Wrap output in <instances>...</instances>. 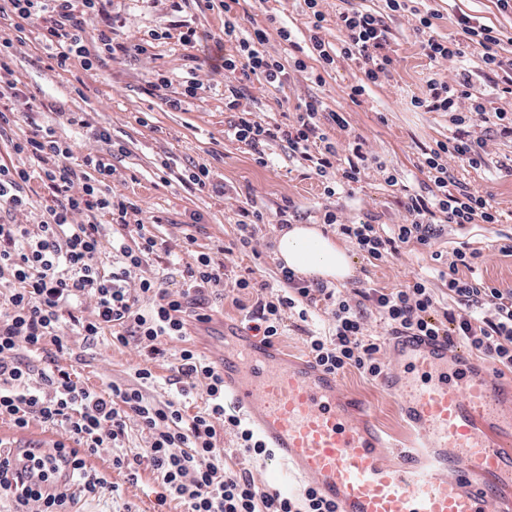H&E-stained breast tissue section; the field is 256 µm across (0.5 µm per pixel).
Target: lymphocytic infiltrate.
<instances>
[{
  "label": "lymphocytic infiltrate",
  "instance_id": "f902f5d3",
  "mask_svg": "<svg viewBox=\"0 0 512 512\" xmlns=\"http://www.w3.org/2000/svg\"><path fill=\"white\" fill-rule=\"evenodd\" d=\"M109 0H7L0 7V24L14 29L15 38L0 40V71H9L14 40L35 34L39 44L52 48L59 67L80 58L92 70L105 58L127 52L126 44L114 41ZM99 24L88 30V16ZM337 24L344 35L340 50L327 47L311 35V53L328 70L343 56L363 68L365 83L352 86L349 96L358 99L368 85L388 78L395 67L389 30L381 16L370 11H343ZM459 40L428 38L422 48L430 68L440 69L464 58L468 48L480 50L490 72H503L507 93L512 94V59L499 58L501 32L497 28L459 15ZM225 42L234 44L232 54H218L212 74L242 72L262 76L267 83L287 79L284 65L264 48L266 34L246 33L234 22L224 24ZM414 108L448 113L456 132L448 141L426 152L423 165L437 188L426 197L408 194L401 200V215L393 233L381 231L369 221L351 222L342 211L324 213L326 224L336 225L368 262L384 261L411 242L426 245L444 225L495 224L500 213L478 191L465 186L449 189L450 166L456 162L472 167L488 166L486 139L472 137L474 120L499 122V134L512 138V117L502 109L488 111L486 100L471 90L466 71L447 79L428 77L422 95L412 96ZM46 105L36 97H24L17 82L0 85V142L28 156L30 166L0 164V272H9L14 287L0 299V420L27 428L31 420L61 428L66 439L57 448L70 460L68 481L43 492L28 486L9 469L6 448H0V498L11 512H72L80 498L115 492V485L88 467L91 456L106 454L115 468L137 481L140 467L157 475L158 505L180 500L186 512H336L315 487L304 490L302 499L260 490L247 469H225L224 451L217 446L218 427L235 430L244 453L266 456L259 436L236 415L224 409V376L189 348L167 352L162 341H178L186 334L188 318L210 322L201 305L206 295L224 292V263L202 253L181 272L182 284L162 287L154 277L135 272L156 256L160 243L138 216L139 204L114 190L112 160L90 151L74 159L71 141L57 137L54 129L32 120ZM319 100L305 101L294 125L263 124L240 114L234 135L257 158H265L274 142L286 143L289 157L311 162L320 174L336 177L337 188L360 181L377 159L361 144H350L346 159H339L335 144L319 126ZM40 180L52 198L36 227L10 223L15 213L32 208L26 191ZM111 224L117 236L111 247L102 242L103 224ZM477 253L458 248L439 277L448 294L465 306L464 314L438 312L437 300L426 280L415 278L400 288H364L356 298L298 277L281 269L279 291L258 300L249 321L266 341L280 336L283 317L294 312L306 319L310 306L324 300L332 305L333 330L326 336L306 339L309 357L329 372L353 368L377 378L384 374L381 342L367 334L365 313L374 309L388 334L407 336H457L477 356L489 361L496 373L512 372V290L498 288L482 279L462 277L461 269H473ZM91 301L90 316L76 315L75 305ZM80 336L93 341L102 336L113 343L135 345L139 355L153 359L173 356L176 381L182 393L204 384L207 408L185 416L179 403L149 401L143 386L154 383L151 369L137 368V386L115 382L96 389L74 381V365L81 355L70 343ZM54 345L68 355L69 365L50 360L43 368L31 361L33 353ZM148 436L142 452L124 453L129 426Z\"/></svg>",
  "mask_w": 512,
  "mask_h": 512
}]
</instances>
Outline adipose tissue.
I'll return each instance as SVG.
<instances>
[{"label": "adipose tissue", "instance_id": "obj_1", "mask_svg": "<svg viewBox=\"0 0 512 512\" xmlns=\"http://www.w3.org/2000/svg\"><path fill=\"white\" fill-rule=\"evenodd\" d=\"M275 250L280 262L301 277L342 281L353 271L347 251L313 225L295 224L284 229L276 239Z\"/></svg>", "mask_w": 512, "mask_h": 512}]
</instances>
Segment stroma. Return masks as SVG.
<instances>
[{"label": "stroma", "instance_id": "obj_1", "mask_svg": "<svg viewBox=\"0 0 512 512\" xmlns=\"http://www.w3.org/2000/svg\"><path fill=\"white\" fill-rule=\"evenodd\" d=\"M419 16H392L384 11L382 0H320L324 21L320 37L332 48H340L343 34L336 25L338 12L369 10L382 15L389 27L391 48L396 66L388 81L371 86L358 100L348 96L352 84L364 73L359 64L340 57L336 67L323 82H315L310 71L298 70L295 60L310 56L311 19L303 0H111L116 40L128 45V52L106 59L98 69H84L79 61L59 68L50 52L34 38L15 43L11 67L21 81L26 96L52 105L64 103L66 110L82 113L96 126L112 134L111 144L97 143L99 152L111 153L115 173L112 184L121 193L136 200L143 208L142 219L165 248L158 257L144 265V276L166 279L180 286V272L191 254L183 248L186 237H194L197 250L216 252L229 248L225 264V290L221 298H206L211 323L187 322L185 347L202 358L210 352L205 337L220 336L228 323L247 324L262 293L253 288L236 287L237 279L250 277L274 282L280 272L275 255L279 224H261L257 234L263 242L259 254L237 250L238 221L241 209H258L268 216L286 213L293 224H315L324 233L335 235L341 247H349L344 236L323 222L325 210L341 209L346 218L359 222L374 218L384 229L399 220V201L404 192L428 194L433 184L422 166L425 151L447 140L453 126L447 114L426 112L410 106L411 96L426 88L429 61L421 43L425 35L460 39L455 23L467 14L481 23L501 29L505 38L498 47L499 56L512 58V12L501 11L497 0H420ZM430 16L428 33L418 32L420 16ZM236 22L243 30H265L267 51L284 64L288 79L283 85H270L253 79L247 81L239 110L252 112L255 120L288 125L298 117L297 107L315 98L324 112H340L348 121L339 128L328 120L320 126L339 151H346L349 141L360 139L364 151L381 163L355 184L352 195H329L333 174L320 175L307 163L289 158L284 143L272 144L267 164L256 162L247 145L229 136L237 118L231 110L223 86L208 78L206 57L214 39L223 37L225 21ZM288 27L291 43L279 35ZM196 31V47L180 43L181 33ZM160 39H152V32ZM167 78L170 92L181 91L184 81L199 78L202 90L186 109L171 110L150 85L151 80ZM472 133L486 138L493 164L473 168L465 163L453 165L451 176L456 183L480 191L500 211L497 224H468L445 227L430 246L409 245L385 261L370 264L355 257L352 277L339 285L344 294L356 288H395L419 276L427 280L436 293L440 308L460 312L458 302L437 276L439 269L451 261L454 249L467 246L481 252L484 262L479 273L485 281L499 288L512 289V256L500 253V245L512 236V140L500 137L489 123H478ZM119 152H110V145ZM206 164L214 184L223 186V194L198 190L185 184L184 177L194 165ZM398 178V186L386 181L387 175ZM332 319L324 307L311 309L307 320L290 317L276 346L294 355L308 354L309 333L328 332ZM142 362L135 347L112 345L105 341L87 346L84 362L77 368L82 384L99 387L107 382L136 385L135 368ZM155 376L147 386L149 397L180 402L186 416L205 409L204 394L182 396L174 382L172 360L159 357L147 362ZM344 389L362 398L371 408L375 420L395 440L406 439L398 401L383 391L378 381L368 379L353 369L339 373ZM218 447L224 450L226 467L249 468L259 487L274 490V463L270 458H252L242 452L234 431L220 433ZM89 466L106 475L118 486L114 495L84 498L77 512H155L158 484L149 469H141L138 481H128L125 471L113 468L108 456H92Z\"/></svg>", "mask_w": 512, "mask_h": 512}]
</instances>
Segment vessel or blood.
I'll return each mask as SVG.
<instances>
[{
  "mask_svg": "<svg viewBox=\"0 0 512 512\" xmlns=\"http://www.w3.org/2000/svg\"><path fill=\"white\" fill-rule=\"evenodd\" d=\"M381 380L410 428L399 444L335 374L236 328L215 363L224 400L271 448L281 487L338 512H512V389L447 339H389Z\"/></svg>",
  "mask_w": 512,
  "mask_h": 512,
  "instance_id": "1",
  "label": "vessel or blood"
}]
</instances>
